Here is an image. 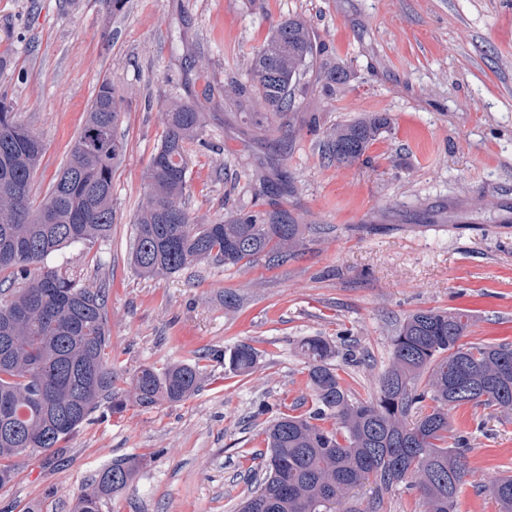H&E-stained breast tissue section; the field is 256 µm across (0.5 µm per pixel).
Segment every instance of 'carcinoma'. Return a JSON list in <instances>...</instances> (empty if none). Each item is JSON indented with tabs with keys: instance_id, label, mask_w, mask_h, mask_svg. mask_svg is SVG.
Masks as SVG:
<instances>
[{
	"instance_id": "obj_1",
	"label": "carcinoma",
	"mask_w": 512,
	"mask_h": 512,
	"mask_svg": "<svg viewBox=\"0 0 512 512\" xmlns=\"http://www.w3.org/2000/svg\"><path fill=\"white\" fill-rule=\"evenodd\" d=\"M316 60L308 22L282 18L252 51L251 82L231 85L235 95L264 108L261 117L271 124L267 141L275 144L292 133L288 111ZM343 79V67L324 69L325 90ZM120 116L119 98L105 81L66 167L49 196L37 202L31 180L45 146L0 99V272L22 282L8 294L0 290V487L14 478L17 459L53 451L104 405L114 413L129 402L149 409L185 401L202 387L199 366L183 361L162 370L142 367L129 377V389L118 388L105 289L79 286L44 265L66 245L110 236L112 172L125 151L117 135ZM164 124L135 218L131 262L138 275H172L211 258L232 266L263 258L276 266L308 249L316 225L296 223L284 208L196 223L183 196L187 145L200 134L204 113L173 100L164 109ZM390 124L381 112L338 124L327 135L325 155L351 165ZM469 326V316L454 309L409 315L370 400L355 397L332 364L338 355L358 362L354 349L341 351L322 336L305 338L311 408L283 412L266 424L264 476L241 512H332L369 480L376 497L346 512H379L384 494L402 483L419 492L424 512H455L469 467L449 410L472 403L512 412V345L465 342ZM214 356L247 376L259 352L241 342ZM140 466L141 460L129 457L103 469L80 492L73 512H100L102 501L126 489ZM487 489L499 512H512L511 476L495 478Z\"/></svg>"
}]
</instances>
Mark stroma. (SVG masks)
I'll use <instances>...</instances> for the list:
<instances>
[{"mask_svg": "<svg viewBox=\"0 0 512 512\" xmlns=\"http://www.w3.org/2000/svg\"><path fill=\"white\" fill-rule=\"evenodd\" d=\"M289 15L308 20L320 55L280 163L252 118L256 102L229 87L248 81L249 52ZM338 63L347 78L325 95L321 73ZM105 80L125 144L112 234L47 264L104 287L122 375L192 360L203 384L177 404L100 409L55 453L21 458L0 512H71L83 485L130 456L142 461L135 480L100 512H237L261 470L264 423L308 394L304 338L355 340L364 363L335 365L361 399L376 395L412 312L463 309L467 341L512 344V0H129L115 15L100 0H0V95L45 144L35 199L67 163ZM172 96L206 114L187 146L184 201L199 222L285 207L322 227L310 251L273 268L203 260L136 274L134 216ZM367 112L393 123L366 160H324L322 129ZM263 180L281 191L255 198ZM240 342L260 353L248 376L211 356ZM450 416L469 440L456 512H498L486 485L512 475V414L463 404Z\"/></svg>", "mask_w": 512, "mask_h": 512, "instance_id": "obj_1", "label": "stroma"}]
</instances>
